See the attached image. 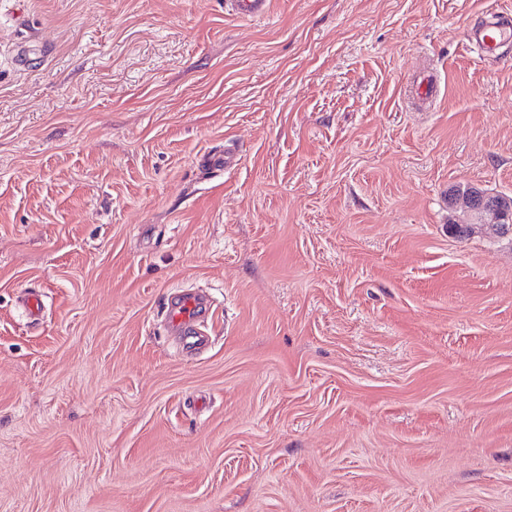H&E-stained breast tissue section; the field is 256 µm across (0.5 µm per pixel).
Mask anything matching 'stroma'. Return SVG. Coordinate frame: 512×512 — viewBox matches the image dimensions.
Masks as SVG:
<instances>
[{
	"label": "stroma",
	"mask_w": 512,
	"mask_h": 512,
	"mask_svg": "<svg viewBox=\"0 0 512 512\" xmlns=\"http://www.w3.org/2000/svg\"><path fill=\"white\" fill-rule=\"evenodd\" d=\"M497 12L0 0V512H512V239L448 233L512 196ZM225 5L236 15L247 18H260L269 9V0H226ZM466 39L483 57L493 55L504 44L511 43L512 18L494 14L481 25L470 28ZM448 203L456 210L470 213L478 221L469 225L471 232L480 229L489 231L497 237L511 236L512 223L508 220L512 213L511 197L490 195L480 188L473 187L466 193H449ZM199 311V302L186 294L170 310L171 324L185 336L186 343L193 350H201L207 344L204 336L194 330V322Z\"/></svg>",
	"instance_id": "obj_1"
}]
</instances>
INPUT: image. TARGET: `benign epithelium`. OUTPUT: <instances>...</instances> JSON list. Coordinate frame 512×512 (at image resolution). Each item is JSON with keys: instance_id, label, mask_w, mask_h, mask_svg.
Segmentation results:
<instances>
[{"instance_id": "benign-epithelium-1", "label": "benign epithelium", "mask_w": 512, "mask_h": 512, "mask_svg": "<svg viewBox=\"0 0 512 512\" xmlns=\"http://www.w3.org/2000/svg\"><path fill=\"white\" fill-rule=\"evenodd\" d=\"M451 207L474 216L476 223L469 228L488 231L497 237L512 234V222L508 216L512 214V198L503 195H490L473 187L466 192H453L448 195Z\"/></svg>"}]
</instances>
